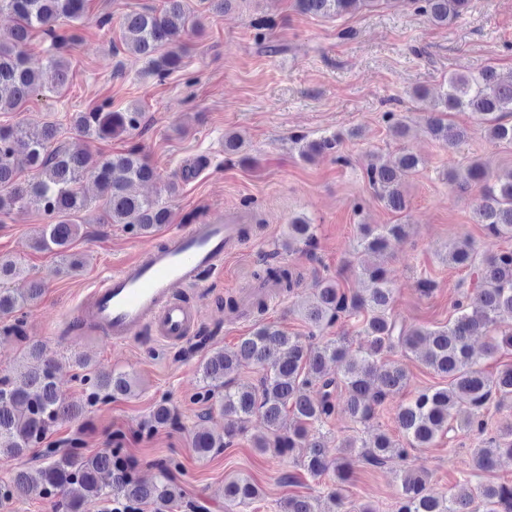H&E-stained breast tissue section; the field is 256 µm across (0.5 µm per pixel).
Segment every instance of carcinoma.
I'll return each instance as SVG.
<instances>
[{
  "mask_svg": "<svg viewBox=\"0 0 512 512\" xmlns=\"http://www.w3.org/2000/svg\"><path fill=\"white\" fill-rule=\"evenodd\" d=\"M380 0H296L304 14L336 15L359 6H372ZM427 19L446 25L467 9L469 0H410ZM7 11L16 25L0 38V112H18L41 89L39 75L27 66L22 48L37 32L51 41L55 53L48 65L55 73L54 91L61 93L69 82L71 63L65 56L70 36L61 26L76 27L88 20L87 0H0V12ZM201 31L198 17L187 0H164L159 10H140L126 14L120 22V41L144 62V73L159 81L179 69L183 62L180 37ZM450 112H469L487 124L491 140L512 143V123L502 122V113H512V80L503 81L493 67L476 74L457 72L448 76L446 91L433 106L426 124L431 140L446 146L460 143L465 134L450 132L445 116ZM145 113L139 106L124 112L112 111L103 103L88 112H77L72 127L87 139H106L140 129ZM59 127L54 122L29 135L21 124H0V214L19 203L30 204L42 212L47 224L41 228L35 244L59 254L67 267L75 270L81 261L67 253L78 235L81 213L89 200L82 189L86 176L98 187L97 201L106 221L125 224L136 234H148L172 221L171 210L158 198L142 197L132 192L133 183H148L157 172L139 148L91 160L83 150H72L58 142ZM343 135L332 134L314 140L300 150L311 160L324 153L336 154ZM419 158L405 152L393 163H371L365 169L368 184L377 197L393 211L407 209L402 177L418 170ZM36 171L27 180L20 178V166ZM448 182L467 190L479 191L474 219L487 235L512 238V175L490 181L486 166L475 161L461 171L446 173ZM405 235L403 224H362L358 247L365 253L384 254L393 242ZM315 245L313 225L297 216L288 224V250ZM448 264L476 273L475 292L454 304L455 316L448 325L434 330L408 327L392 314L393 288L380 266L364 269L371 287L350 294L337 280L323 277L316 281L312 296L299 309L310 334L290 336L271 325L242 337L231 349L214 348L200 363L206 383L207 399H216L224 415V435L205 428L193 434V448L205 459L223 448L232 447L235 438L252 421H258L264 433L254 438L256 448H276L280 453L302 449L299 465L310 475L321 477L330 472L336 477V491L330 498L332 512H341L342 485L348 480L351 458L360 455L373 467L390 461L403 462L409 449L425 448L436 440L458 431L484 433L483 411L493 402L512 399V365L495 374L480 366L470 338L491 335L484 356L512 348V327L500 329V316L512 317V251L479 255L473 242L459 239L448 243ZM263 284L287 292L298 287L301 275L278 265L264 270ZM43 285L31 280L22 288L0 287V315L13 314L36 302ZM361 325L365 343L353 354L343 339L320 336L325 327L341 320ZM414 353L438 376L447 380L443 386L416 392L402 403L396 413L400 438L378 432L370 443L357 445L353 439L343 444L344 452L330 461L324 454L325 419L334 410L335 393L348 391L347 411L356 422L372 419L386 399L404 391L409 373L398 364L385 361L395 348ZM28 355L34 363L18 377H0V459L20 458L39 445H45V463L31 474L27 469L14 472L0 485V499L26 494L32 485L54 499L55 512H80L79 490L105 500L112 512H136L149 504L153 512H172L185 499L183 489L169 473L160 469L156 482H141L115 451L88 456L78 442L60 451L45 444L51 427L76 418L82 408L71 404L57 389L56 361L42 357L36 347ZM336 364V375L326 366ZM245 367L260 372L254 385L238 384L234 374ZM86 403L132 392L131 379L123 374L98 369L87 379ZM175 413L164 403L150 416L153 427H170ZM512 457V425L471 451L469 467L473 472L492 470L500 457ZM226 495L240 502L260 496V489L247 477H238L225 487ZM483 512H512V485H479L467 496L436 497L427 492L426 480L409 470L402 472L397 512H476L475 500ZM283 512H321L317 499L291 496L283 501Z\"/></svg>",
  "mask_w": 512,
  "mask_h": 512,
  "instance_id": "cac0c4a2",
  "label": "carcinoma"
}]
</instances>
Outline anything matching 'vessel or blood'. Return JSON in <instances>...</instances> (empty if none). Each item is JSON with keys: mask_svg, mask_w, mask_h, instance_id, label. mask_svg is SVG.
I'll return each instance as SVG.
<instances>
[{"mask_svg": "<svg viewBox=\"0 0 512 512\" xmlns=\"http://www.w3.org/2000/svg\"><path fill=\"white\" fill-rule=\"evenodd\" d=\"M241 218L226 215L214 223L188 224L144 249L133 261L100 277L75 316L91 320L99 335L119 344L147 331L178 345L195 334L199 312L180 298L199 288L204 274L236 256Z\"/></svg>", "mask_w": 512, "mask_h": 512, "instance_id": "b4317fda", "label": "vessel or blood"}]
</instances>
